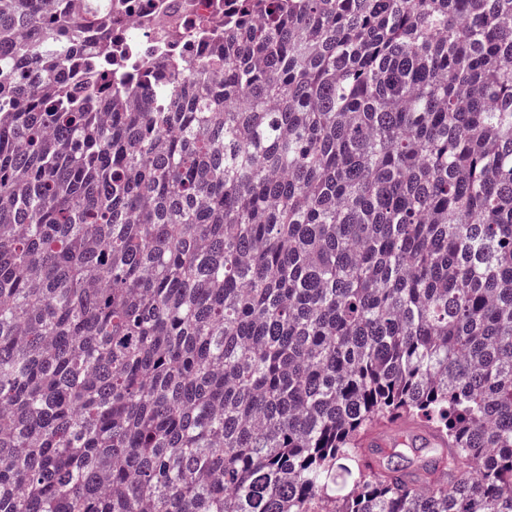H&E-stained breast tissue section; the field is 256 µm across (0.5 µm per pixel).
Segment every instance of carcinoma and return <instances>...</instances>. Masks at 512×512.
<instances>
[{
    "label": "carcinoma",
    "instance_id": "carcinoma-1",
    "mask_svg": "<svg viewBox=\"0 0 512 512\" xmlns=\"http://www.w3.org/2000/svg\"><path fill=\"white\" fill-rule=\"evenodd\" d=\"M133 7L0 0V512H512V0ZM143 8L133 9L124 19L127 29L146 25L142 35V48L146 54L159 50L166 53L191 54L195 52L192 41L170 45L171 32L187 33L190 26L214 27L222 19V2L216 0H133ZM219 5V9L215 6ZM194 50V51H192ZM155 51V52H154Z\"/></svg>",
    "mask_w": 512,
    "mask_h": 512
}]
</instances>
